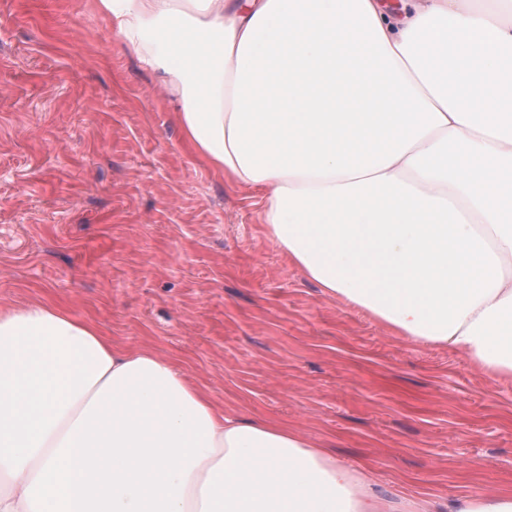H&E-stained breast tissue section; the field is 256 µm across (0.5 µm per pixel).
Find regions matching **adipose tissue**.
Wrapping results in <instances>:
<instances>
[{
    "label": "adipose tissue",
    "mask_w": 512,
    "mask_h": 512,
    "mask_svg": "<svg viewBox=\"0 0 512 512\" xmlns=\"http://www.w3.org/2000/svg\"><path fill=\"white\" fill-rule=\"evenodd\" d=\"M324 293L512 378V0H97ZM371 477L46 304L0 310V512H383ZM401 512H512V495Z\"/></svg>",
    "instance_id": "1"
}]
</instances>
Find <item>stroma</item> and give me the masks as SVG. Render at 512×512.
Wrapping results in <instances>:
<instances>
[{
	"label": "stroma",
	"mask_w": 512,
	"mask_h": 512,
	"mask_svg": "<svg viewBox=\"0 0 512 512\" xmlns=\"http://www.w3.org/2000/svg\"><path fill=\"white\" fill-rule=\"evenodd\" d=\"M173 112L95 0H0V308L48 303L175 361L389 503L512 493V379L325 294Z\"/></svg>",
	"instance_id": "obj_1"
}]
</instances>
